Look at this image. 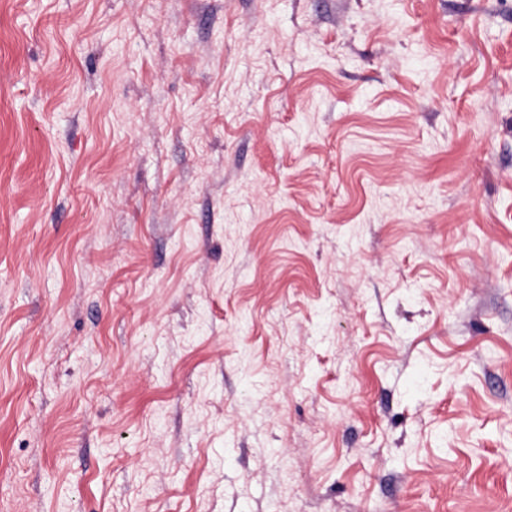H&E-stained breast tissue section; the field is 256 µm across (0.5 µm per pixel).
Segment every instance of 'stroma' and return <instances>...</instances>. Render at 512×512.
<instances>
[{"mask_svg":"<svg viewBox=\"0 0 512 512\" xmlns=\"http://www.w3.org/2000/svg\"><path fill=\"white\" fill-rule=\"evenodd\" d=\"M0 512H512V0H0Z\"/></svg>","mask_w":512,"mask_h":512,"instance_id":"35a3bbf8","label":"stroma"}]
</instances>
